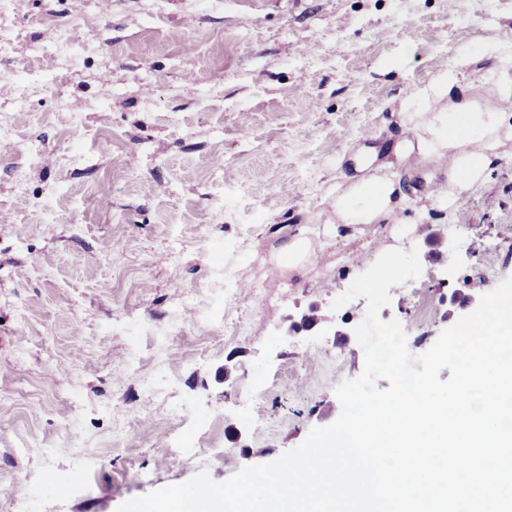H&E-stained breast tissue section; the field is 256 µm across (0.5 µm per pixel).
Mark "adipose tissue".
Segmentation results:
<instances>
[{
    "mask_svg": "<svg viewBox=\"0 0 512 512\" xmlns=\"http://www.w3.org/2000/svg\"><path fill=\"white\" fill-rule=\"evenodd\" d=\"M481 58L492 65L478 95L466 72ZM403 108L396 157L410 168L425 159L446 171V181L431 183L430 194L456 211L465 194L486 184L501 164L504 142L512 140V44H481L454 63L437 65L429 81L405 97ZM380 159L372 146L350 156L352 173L332 203L337 228L356 231L400 209L406 198L400 176L371 171Z\"/></svg>",
    "mask_w": 512,
    "mask_h": 512,
    "instance_id": "ef3b65f1",
    "label": "adipose tissue"
}]
</instances>
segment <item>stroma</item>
<instances>
[{
  "instance_id": "stroma-1",
  "label": "stroma",
  "mask_w": 512,
  "mask_h": 512,
  "mask_svg": "<svg viewBox=\"0 0 512 512\" xmlns=\"http://www.w3.org/2000/svg\"><path fill=\"white\" fill-rule=\"evenodd\" d=\"M494 41L512 0H0V512H117L333 423L364 366L365 299L331 307L356 257L418 248L379 311L416 355L465 315L455 292L512 276V141L455 213L427 198L430 167L401 213L415 231L286 255L335 223L349 154L400 136L435 64ZM304 315L339 336H286ZM320 232L316 233L314 237H309L307 231L304 230L298 236L292 238L288 243V267L295 269L301 266L304 262H312L317 254L316 242L314 238L318 239Z\"/></svg>"
}]
</instances>
